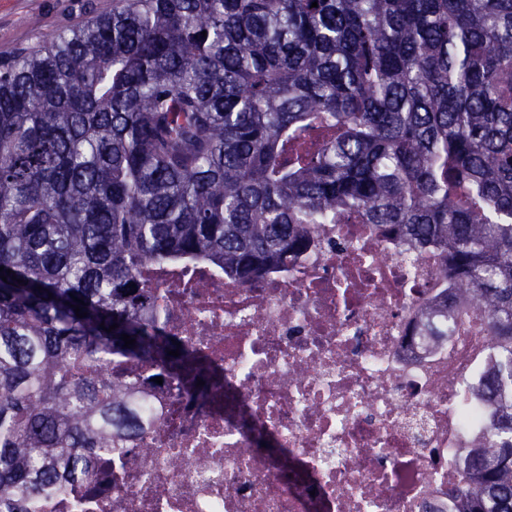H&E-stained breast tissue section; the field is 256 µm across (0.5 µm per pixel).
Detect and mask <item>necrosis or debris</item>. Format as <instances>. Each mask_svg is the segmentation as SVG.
<instances>
[{
	"label": "necrosis or debris",
	"instance_id": "1",
	"mask_svg": "<svg viewBox=\"0 0 512 512\" xmlns=\"http://www.w3.org/2000/svg\"><path fill=\"white\" fill-rule=\"evenodd\" d=\"M155 305L218 393L113 358L144 433L99 450L95 474L25 512H447L466 447L465 396L493 351L474 307L427 337L448 293L436 251L371 224H318L308 248L242 284L171 269Z\"/></svg>",
	"mask_w": 512,
	"mask_h": 512
}]
</instances>
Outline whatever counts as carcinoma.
I'll list each match as a JSON object with an SVG mask.
<instances>
[{
    "label": "carcinoma",
    "mask_w": 512,
    "mask_h": 512,
    "mask_svg": "<svg viewBox=\"0 0 512 512\" xmlns=\"http://www.w3.org/2000/svg\"><path fill=\"white\" fill-rule=\"evenodd\" d=\"M335 222L441 252L425 335L485 316L448 508L512 512V0H112L1 57L0 506L143 433L109 357L192 367L151 270L247 283Z\"/></svg>",
    "instance_id": "obj_1"
}]
</instances>
